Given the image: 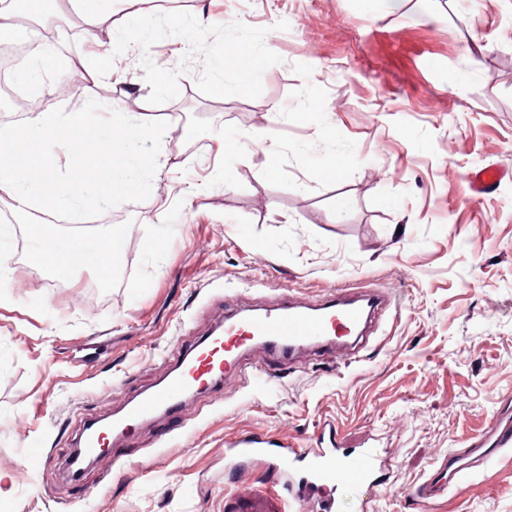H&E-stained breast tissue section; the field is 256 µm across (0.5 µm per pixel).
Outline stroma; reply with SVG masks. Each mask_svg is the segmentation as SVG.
Returning a JSON list of instances; mask_svg holds the SVG:
<instances>
[{"instance_id": "obj_1", "label": "stroma", "mask_w": 512, "mask_h": 512, "mask_svg": "<svg viewBox=\"0 0 512 512\" xmlns=\"http://www.w3.org/2000/svg\"><path fill=\"white\" fill-rule=\"evenodd\" d=\"M36 21L58 46L30 57L27 85L52 108L80 109L105 88L118 111L185 116L186 136L164 135L146 200L85 222L130 225L110 292L89 270L67 281L35 271L0 198L9 512H225V490L271 478L263 459L230 458L225 439L303 446L326 422L343 447L372 442L388 461L381 484L338 487L336 512H512V448L434 503L416 496L512 397V0H155L134 18L115 0L96 24L103 40L89 39L76 0H51ZM129 25L145 49L126 46ZM244 39L265 50L250 79L228 54ZM108 54L119 64L98 87L54 98L64 74L102 69ZM165 71L167 86L151 93ZM257 131L276 141L275 175L250 139ZM220 138L237 152L217 153ZM344 154L353 165L322 181V163ZM488 165L505 178L469 199V172ZM159 236L166 248H150ZM336 287L380 288L399 308L357 356L303 350L264 387L228 379L198 391L180 417L139 426L138 461L116 439L72 476L84 423L150 390L170 353L201 340L226 307L272 305L288 291L314 302Z\"/></svg>"}]
</instances>
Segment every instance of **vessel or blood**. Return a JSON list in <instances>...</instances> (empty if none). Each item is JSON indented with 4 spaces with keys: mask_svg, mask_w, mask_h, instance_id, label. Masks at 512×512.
<instances>
[{
    "mask_svg": "<svg viewBox=\"0 0 512 512\" xmlns=\"http://www.w3.org/2000/svg\"><path fill=\"white\" fill-rule=\"evenodd\" d=\"M390 298L379 293L356 296L348 289L331 290L328 298L316 306L282 300L270 307L253 311L227 309L224 323L203 342L180 353L173 372L154 390L131 404L112 422L103 423L86 433L81 441L88 456L111 453L107 436L133 439L138 425L158 411L175 412L181 398L191 389L222 385L227 375L250 383H260L269 373L268 365L251 370L242 363L244 353L253 348L278 357L302 348L327 344L339 335L358 334L372 312L391 309ZM512 445V420L499 418L488 436L472 440L463 453L449 454L445 467L456 471L460 479L471 476L476 467L487 464L494 451ZM240 456L265 458L286 494L297 491L326 492L325 512H334L335 499L329 493L342 484L371 486L377 484L382 469L381 455L373 447L347 450L341 448L332 429L314 434L306 448L284 443L270 448L267 440L245 433L227 443ZM227 512H287L282 497L268 492L248 495L228 493L224 496Z\"/></svg>",
    "mask_w": 512,
    "mask_h": 512,
    "instance_id": "obj_1",
    "label": "vessel or blood"
}]
</instances>
